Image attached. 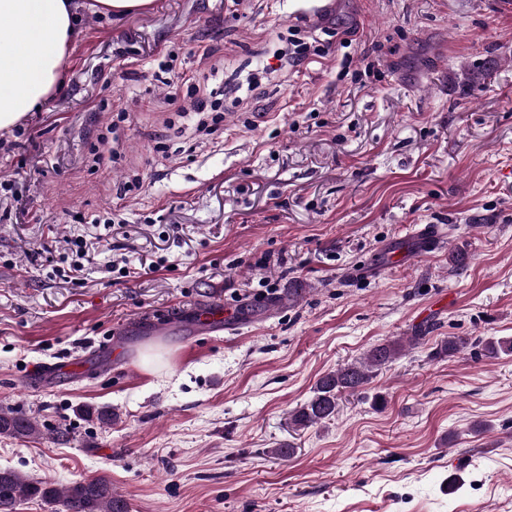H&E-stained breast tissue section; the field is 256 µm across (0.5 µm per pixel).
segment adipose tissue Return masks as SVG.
I'll return each mask as SVG.
<instances>
[{
  "label": "adipose tissue",
  "instance_id": "1",
  "mask_svg": "<svg viewBox=\"0 0 512 512\" xmlns=\"http://www.w3.org/2000/svg\"><path fill=\"white\" fill-rule=\"evenodd\" d=\"M76 34L72 0H0V129L60 88Z\"/></svg>",
  "mask_w": 512,
  "mask_h": 512
}]
</instances>
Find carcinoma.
<instances>
[{"label": "carcinoma", "mask_w": 512, "mask_h": 512, "mask_svg": "<svg viewBox=\"0 0 512 512\" xmlns=\"http://www.w3.org/2000/svg\"><path fill=\"white\" fill-rule=\"evenodd\" d=\"M420 334L400 336L373 346L358 361L347 363L322 376L305 403L291 411V424L307 429L335 418L344 392H356L382 369L403 355L407 348L421 344ZM470 349L476 356L498 359L512 355V338L474 340L450 336L437 354L452 358ZM0 434L14 438L41 435L38 421L13 410L0 409ZM38 499L52 504L55 512H123L118 508L117 491L106 477L79 480L59 487L47 479L31 478L10 468H0V512H14L17 503Z\"/></svg>", "instance_id": "carcinoma-1"}]
</instances>
